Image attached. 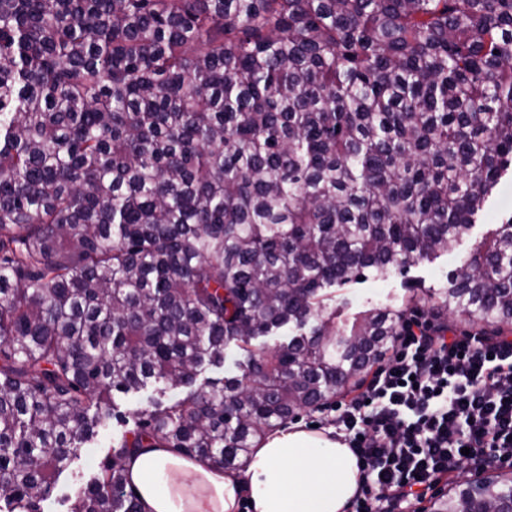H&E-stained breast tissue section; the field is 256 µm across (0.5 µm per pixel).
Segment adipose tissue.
<instances>
[{"instance_id":"1","label":"adipose tissue","mask_w":512,"mask_h":512,"mask_svg":"<svg viewBox=\"0 0 512 512\" xmlns=\"http://www.w3.org/2000/svg\"><path fill=\"white\" fill-rule=\"evenodd\" d=\"M142 512H345L358 488L357 459L331 432L295 424L266 435L245 468L230 472L171 448L125 462Z\"/></svg>"}]
</instances>
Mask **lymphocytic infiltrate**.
Here are the masks:
<instances>
[{
    "label": "lymphocytic infiltrate",
    "instance_id": "obj_1",
    "mask_svg": "<svg viewBox=\"0 0 512 512\" xmlns=\"http://www.w3.org/2000/svg\"><path fill=\"white\" fill-rule=\"evenodd\" d=\"M332 410L358 460L347 512H403L459 469H512V338L410 314L361 391Z\"/></svg>",
    "mask_w": 512,
    "mask_h": 512
}]
</instances>
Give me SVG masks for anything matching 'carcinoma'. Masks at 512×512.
Here are the masks:
<instances>
[{"mask_svg":"<svg viewBox=\"0 0 512 512\" xmlns=\"http://www.w3.org/2000/svg\"><path fill=\"white\" fill-rule=\"evenodd\" d=\"M510 171L512 0H0V512H41L149 385L189 392L70 512H142L125 460L157 443L243 468L406 315L343 333L327 289L452 250ZM426 294L512 325V218ZM229 346L239 374L195 386ZM433 512H512V471Z\"/></svg>","mask_w":512,"mask_h":512,"instance_id":"carcinoma-1","label":"carcinoma"}]
</instances>
